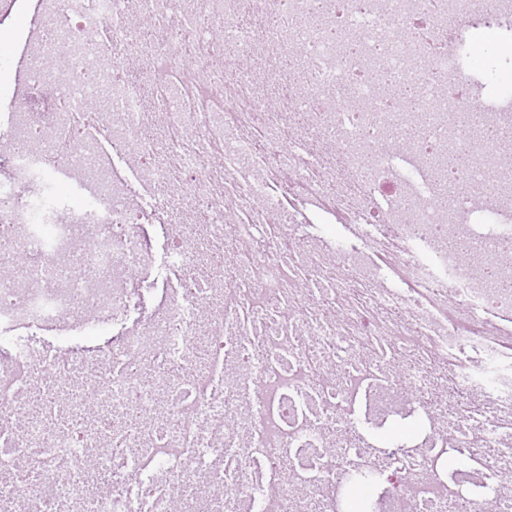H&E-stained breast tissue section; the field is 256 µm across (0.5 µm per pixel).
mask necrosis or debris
<instances>
[{"label":"necrosis or debris","mask_w":512,"mask_h":512,"mask_svg":"<svg viewBox=\"0 0 512 512\" xmlns=\"http://www.w3.org/2000/svg\"><path fill=\"white\" fill-rule=\"evenodd\" d=\"M48 25L28 75L32 99L0 97V167L41 185L0 197V469L27 467L42 484L0 490V512H338L352 468L374 472L379 512H483L512 470V265L488 275L489 252L512 243V170L493 200L443 209L438 163L444 142L469 137L429 118L435 84L460 112L482 111L461 76L444 66L412 78L407 45L391 35L381 53L394 82L415 81V111L428 116L414 149L366 152L364 135L388 137L397 115L379 109L366 61L329 25L373 30L385 0H42ZM151 19L144 39L131 18ZM487 26L512 15V0H413L399 22L423 24L454 46L475 15ZM306 54L292 74L283 58ZM66 48L71 69L48 61ZM277 90L268 105L252 68ZM106 127L112 148L141 164L149 188L134 204L85 125ZM80 160L81 192L94 200L56 221L50 179L62 147ZM199 231L174 235L167 263L181 291L142 329L95 354V375L77 380L80 358L54 357L16 337L80 309L95 332L139 309L143 288H117L140 265L149 220ZM343 236L322 241L316 224ZM98 225L88 236L84 227ZM463 227L471 261L456 260L449 225ZM25 256L17 264V256ZM215 311L210 326L199 308ZM183 372L153 387L162 363ZM55 373L64 399L34 405L31 370ZM97 406L85 413L86 400ZM409 407L431 427L418 447H367L357 425L379 409ZM136 449L101 452L106 431ZM463 455L454 475L442 466Z\"/></svg>","instance_id":"obj_1"}]
</instances>
